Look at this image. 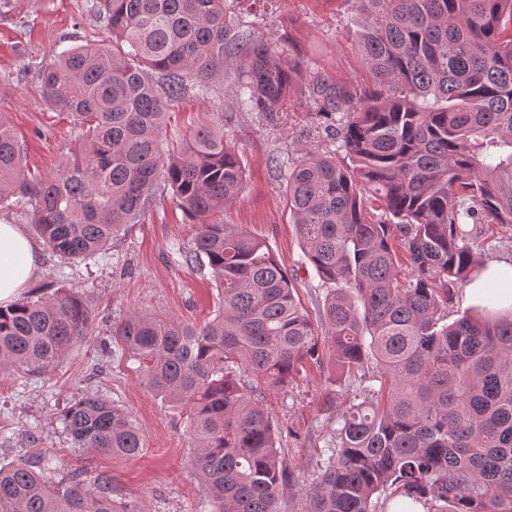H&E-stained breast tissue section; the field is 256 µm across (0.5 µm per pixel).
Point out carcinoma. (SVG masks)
I'll return each instance as SVG.
<instances>
[{
    "label": "carcinoma",
    "instance_id": "cac0c4a2",
    "mask_svg": "<svg viewBox=\"0 0 512 512\" xmlns=\"http://www.w3.org/2000/svg\"><path fill=\"white\" fill-rule=\"evenodd\" d=\"M356 4L370 82L351 90L303 76L247 23L232 26L227 0H88L112 43L71 48L42 69L44 98L74 118L78 148L57 173L30 178L0 118V210L30 206L66 264L100 254L160 183L197 222L179 264L209 268L213 313L194 324L134 311L115 335L184 420L214 512H280L296 476L265 390L321 363L320 333L364 400L318 451L308 512H383L392 496L427 512H512V273L448 322L483 225H512V0ZM217 81L268 122L288 95H307L311 124L336 144L325 152L305 129L294 161L273 159L326 290L319 327L269 243L212 220L243 186L224 129L198 127L176 156L163 147L168 110L209 97ZM373 202L384 218L369 216ZM91 325L69 288L0 307V370L43 372ZM60 421L81 452L141 454L139 428L104 394L77 395ZM51 472L40 456L0 463V512H143L107 473Z\"/></svg>",
    "mask_w": 512,
    "mask_h": 512
}]
</instances>
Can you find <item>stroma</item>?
<instances>
[{
    "mask_svg": "<svg viewBox=\"0 0 512 512\" xmlns=\"http://www.w3.org/2000/svg\"><path fill=\"white\" fill-rule=\"evenodd\" d=\"M243 19L256 37L302 71H318L337 84L357 88L369 73L356 47L359 19L350 0H245ZM112 36L86 10V0H9L0 9V114L25 148L31 174H52L78 146L70 116L46 104L41 68L63 49ZM311 103L288 96L269 124L258 114L239 111L215 83L212 98H187L174 106L165 146H178L205 123L223 125L241 159L244 188L218 222L268 240L292 277L312 318H319L325 292L311 265L301 262V242L286 200V182L272 158L295 157L294 133L310 120ZM195 224L169 191L159 189L140 220L114 238L89 263L72 265L60 282V260L40 251V271L25 295L76 291L92 311L90 338L72 348L48 371L0 374V462L18 453H52L61 473H108L112 484L146 512H211L204 485L189 472L193 454L178 415L146 384L138 364L113 330L133 311H151L200 322L216 306L217 292L207 272L175 265L171 254L188 245ZM286 387L267 391L265 405L278 430L297 482L280 504L281 512H306L315 477L316 453L336 426V416L360 403L357 385L346 378L331 349ZM82 392H100L126 411L138 426L143 451L137 459L95 457L72 448L59 414Z\"/></svg>",
    "mask_w": 512,
    "mask_h": 512,
    "instance_id": "obj_1",
    "label": "stroma"
}]
</instances>
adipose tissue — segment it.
<instances>
[{"instance_id": "obj_1", "label": "adipose tissue", "mask_w": 512, "mask_h": 512, "mask_svg": "<svg viewBox=\"0 0 512 512\" xmlns=\"http://www.w3.org/2000/svg\"><path fill=\"white\" fill-rule=\"evenodd\" d=\"M39 269V247L18 224L0 221V306L16 301Z\"/></svg>"}]
</instances>
